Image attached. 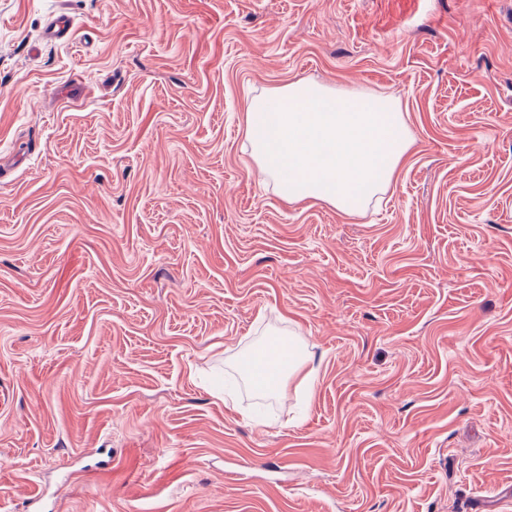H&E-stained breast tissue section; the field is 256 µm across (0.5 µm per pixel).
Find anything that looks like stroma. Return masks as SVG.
Here are the masks:
<instances>
[{
    "mask_svg": "<svg viewBox=\"0 0 512 512\" xmlns=\"http://www.w3.org/2000/svg\"><path fill=\"white\" fill-rule=\"evenodd\" d=\"M299 80L401 106L365 215L242 149ZM275 339L312 388L253 389ZM35 491L512 512V0H0V512Z\"/></svg>",
    "mask_w": 512,
    "mask_h": 512,
    "instance_id": "1",
    "label": "stroma"
}]
</instances>
